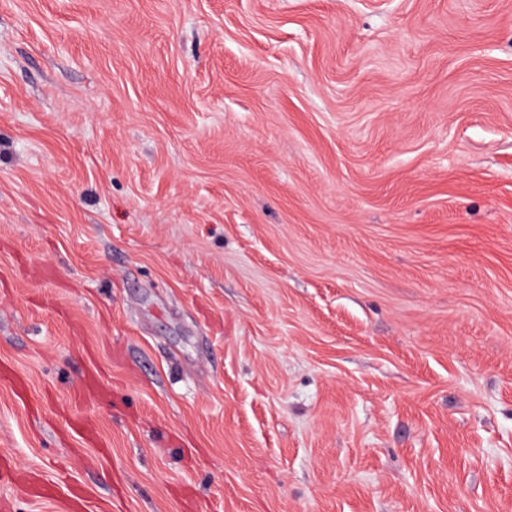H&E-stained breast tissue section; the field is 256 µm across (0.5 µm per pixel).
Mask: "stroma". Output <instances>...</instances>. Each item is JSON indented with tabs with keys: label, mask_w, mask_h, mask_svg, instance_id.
<instances>
[{
	"label": "stroma",
	"mask_w": 512,
	"mask_h": 512,
	"mask_svg": "<svg viewBox=\"0 0 512 512\" xmlns=\"http://www.w3.org/2000/svg\"><path fill=\"white\" fill-rule=\"evenodd\" d=\"M3 464L512 512V0H0Z\"/></svg>",
	"instance_id": "1"
}]
</instances>
